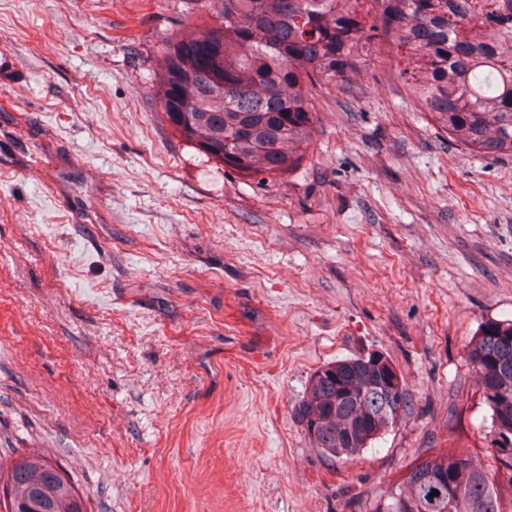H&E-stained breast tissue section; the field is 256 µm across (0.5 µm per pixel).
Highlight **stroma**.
<instances>
[{
	"mask_svg": "<svg viewBox=\"0 0 512 512\" xmlns=\"http://www.w3.org/2000/svg\"><path fill=\"white\" fill-rule=\"evenodd\" d=\"M183 0H0V459L88 512H368L430 455L487 471L467 362L512 319V158L417 111L383 50L314 89L302 165L260 186L161 122ZM388 357L412 405L349 462L291 410L325 363Z\"/></svg>",
	"mask_w": 512,
	"mask_h": 512,
	"instance_id": "35a3bbf8",
	"label": "stroma"
}]
</instances>
